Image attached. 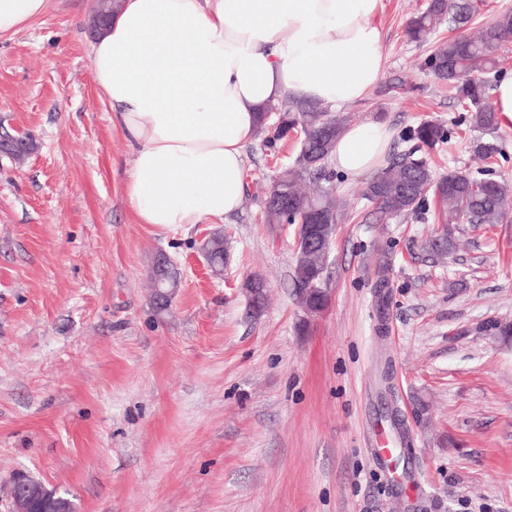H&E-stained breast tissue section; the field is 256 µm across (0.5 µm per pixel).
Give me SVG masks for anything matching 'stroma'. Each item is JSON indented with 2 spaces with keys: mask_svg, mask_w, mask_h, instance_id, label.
Wrapping results in <instances>:
<instances>
[{
  "mask_svg": "<svg viewBox=\"0 0 512 512\" xmlns=\"http://www.w3.org/2000/svg\"><path fill=\"white\" fill-rule=\"evenodd\" d=\"M427 2L381 0L383 74L340 110L386 123L391 157L412 149L407 129L441 123L448 143L423 153L436 173L512 189V122L474 128L425 69L430 44L405 33ZM94 6L50 0L0 37V126L37 144L22 163L0 160V502L24 472L76 512H512V342L493 329L512 323V219L381 224L364 177L335 174L329 303L308 321L296 228L264 224L260 189L299 143L271 151L257 135L244 199L222 225L230 263L210 276L196 254L212 225L166 229L131 210L133 152L90 63ZM486 140L499 148L490 159L476 150ZM445 231L455 251L426 252ZM161 253L181 276L165 313L149 288ZM254 273L270 290L257 319L241 291ZM395 415L393 471L371 450Z\"/></svg>",
  "mask_w": 512,
  "mask_h": 512,
  "instance_id": "1",
  "label": "stroma"
}]
</instances>
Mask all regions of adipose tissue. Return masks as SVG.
<instances>
[{"label": "adipose tissue", "instance_id": "adipose-tissue-1", "mask_svg": "<svg viewBox=\"0 0 512 512\" xmlns=\"http://www.w3.org/2000/svg\"><path fill=\"white\" fill-rule=\"evenodd\" d=\"M381 0H119L90 45L111 123L134 149L126 195L139 223L220 224L245 193L244 146L258 114L295 96L334 107L382 75ZM49 0H0V36ZM389 128L349 125L330 161L373 172Z\"/></svg>", "mask_w": 512, "mask_h": 512}]
</instances>
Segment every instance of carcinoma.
Masks as SVG:
<instances>
[{
	"label": "carcinoma",
	"mask_w": 512,
	"mask_h": 512,
	"mask_svg": "<svg viewBox=\"0 0 512 512\" xmlns=\"http://www.w3.org/2000/svg\"><path fill=\"white\" fill-rule=\"evenodd\" d=\"M116 6L113 0H97L94 14L100 26L112 19ZM473 13L467 0H428L424 10L407 19L405 32L412 41L424 42L445 21L456 28L466 26ZM509 41L512 13L505 11L476 38L455 36L436 42L424 61V67L438 80L457 88L458 99L465 103L466 111L474 113V122L482 129H496L498 119L486 99V81L474 77L473 72L496 70L500 50ZM280 111L281 124L275 129L264 115H259L257 134L264 136L265 145L275 147L291 130L301 132L302 139L288 175L276 177L270 183L268 192L284 197V204H264V223L272 227L299 226L310 223L312 215L321 212L338 219L336 195L330 185L332 175L326 170V161L349 125V116L300 98L285 102ZM448 136V128L433 121H424L408 130L406 139L414 142L413 151L393 158L363 187L362 199L373 207V213L382 218L406 217L432 203L443 220L451 216L468 224H499L507 218L503 184L491 177L478 179L455 170L438 175L424 158L416 156L424 147L448 142ZM452 247L451 239L439 236L424 244L436 256L447 255ZM209 248L215 271L219 272L224 269L227 251L223 231L212 232ZM325 272L320 252L305 245L296 251L293 282L300 306L310 316L321 313L328 303V294L323 290Z\"/></svg>",
	"instance_id": "carcinoma-1"
}]
</instances>
